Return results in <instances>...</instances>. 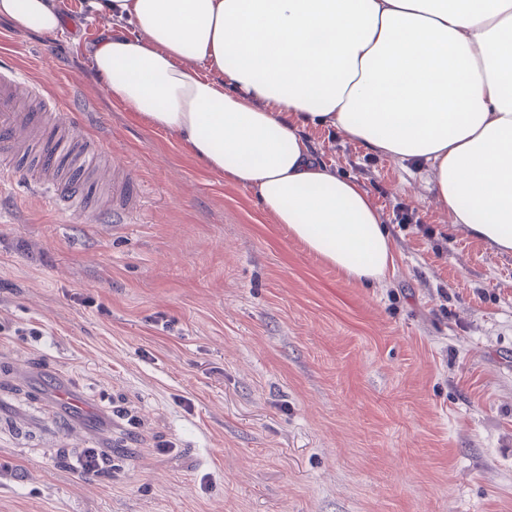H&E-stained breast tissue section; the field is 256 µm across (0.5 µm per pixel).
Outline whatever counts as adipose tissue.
Masks as SVG:
<instances>
[{"label": "adipose tissue", "mask_w": 512, "mask_h": 512, "mask_svg": "<svg viewBox=\"0 0 512 512\" xmlns=\"http://www.w3.org/2000/svg\"><path fill=\"white\" fill-rule=\"evenodd\" d=\"M138 30L95 74L205 167L355 281L383 279L390 234L354 178L314 164L299 121L431 172L454 223L512 253V0H89ZM0 20L56 32L54 0Z\"/></svg>", "instance_id": "1"}]
</instances>
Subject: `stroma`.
<instances>
[{
	"label": "stroma",
	"mask_w": 512,
	"mask_h": 512,
	"mask_svg": "<svg viewBox=\"0 0 512 512\" xmlns=\"http://www.w3.org/2000/svg\"><path fill=\"white\" fill-rule=\"evenodd\" d=\"M57 4L55 33L0 23V66L51 78L146 203L93 224L0 183V512H512V255L424 169L309 124L391 233L385 278L347 280L111 99L88 56L111 19ZM57 381L142 430L99 431ZM83 448L121 471H73Z\"/></svg>",
	"instance_id": "stroma-1"
}]
</instances>
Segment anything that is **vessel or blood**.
Listing matches in <instances>:
<instances>
[{"label":"vessel or blood","mask_w":512,"mask_h":512,"mask_svg":"<svg viewBox=\"0 0 512 512\" xmlns=\"http://www.w3.org/2000/svg\"><path fill=\"white\" fill-rule=\"evenodd\" d=\"M103 153V139L52 93L49 80L0 67V180L35 185L69 208L85 201L90 181L111 183L100 220L125 224L141 198L131 182L100 165Z\"/></svg>","instance_id":"1"}]
</instances>
